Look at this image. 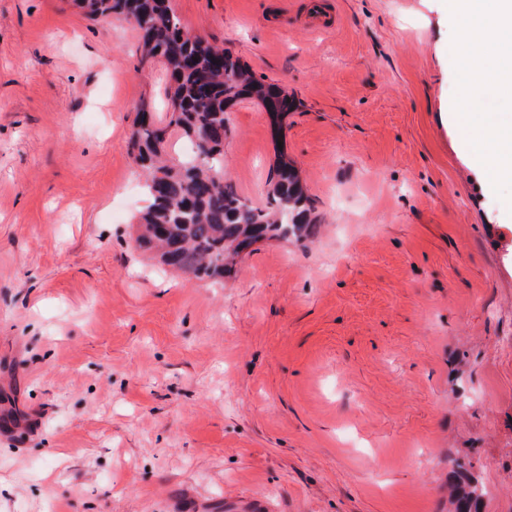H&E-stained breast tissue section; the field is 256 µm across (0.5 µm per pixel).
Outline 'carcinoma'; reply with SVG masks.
Returning a JSON list of instances; mask_svg holds the SVG:
<instances>
[{
    "label": "carcinoma",
    "instance_id": "obj_1",
    "mask_svg": "<svg viewBox=\"0 0 512 512\" xmlns=\"http://www.w3.org/2000/svg\"><path fill=\"white\" fill-rule=\"evenodd\" d=\"M91 21H131L143 43L141 63L163 62L170 84L166 121L142 116L131 135L138 166L145 173L148 200L135 224V246L197 280H222L230 271L225 254L238 256L263 240H301L316 234V218L298 172L278 158L266 208L246 203L224 181L226 114L244 101L268 115L274 134L282 132L297 100L269 83L232 52L187 31L171 0H72ZM190 144L188 155L167 153L173 136ZM455 512H477L483 486L465 464L452 472Z\"/></svg>",
    "mask_w": 512,
    "mask_h": 512
}]
</instances>
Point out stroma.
Masks as SVG:
<instances>
[{
  "mask_svg": "<svg viewBox=\"0 0 512 512\" xmlns=\"http://www.w3.org/2000/svg\"><path fill=\"white\" fill-rule=\"evenodd\" d=\"M299 101L244 102L224 173L265 205L278 151L320 225L223 283L129 225L130 145L165 119L137 27L0 0V512H449L457 463L512 512V221L447 107L443 0H172Z\"/></svg>",
  "mask_w": 512,
  "mask_h": 512,
  "instance_id": "1",
  "label": "stroma"
}]
</instances>
